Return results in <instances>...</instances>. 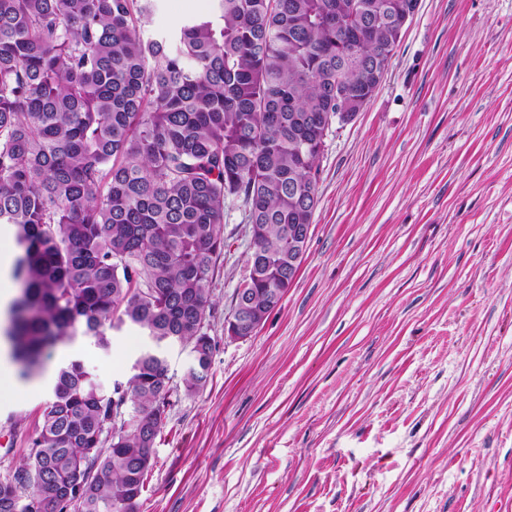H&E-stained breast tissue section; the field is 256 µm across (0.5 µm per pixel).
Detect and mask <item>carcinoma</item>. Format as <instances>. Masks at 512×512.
<instances>
[{"label":"carcinoma","mask_w":512,"mask_h":512,"mask_svg":"<svg viewBox=\"0 0 512 512\" xmlns=\"http://www.w3.org/2000/svg\"><path fill=\"white\" fill-rule=\"evenodd\" d=\"M418 0H215L145 39L141 0H0V224L15 227L10 308L21 376L45 348L110 349L129 326L150 345L103 390L60 368L30 453L0 477V512H139L172 405L163 356L187 345L185 391L204 386V332L224 254V203L263 225L240 284L260 318L286 294L288 226L310 224L325 125L361 112ZM128 408L121 423L112 420Z\"/></svg>","instance_id":"1"}]
</instances>
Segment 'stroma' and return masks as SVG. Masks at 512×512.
Returning a JSON list of instances; mask_svg holds the SVG:
<instances>
[{
  "label": "stroma",
  "mask_w": 512,
  "mask_h": 512,
  "mask_svg": "<svg viewBox=\"0 0 512 512\" xmlns=\"http://www.w3.org/2000/svg\"><path fill=\"white\" fill-rule=\"evenodd\" d=\"M212 0H150L143 37ZM294 283L256 334L224 317L247 272L239 203L209 284L216 344L186 393L188 348L140 512H512V0H418L374 96L329 130ZM48 347L0 398V471L22 465L54 377L111 388L148 345L112 330Z\"/></svg>",
  "instance_id": "stroma-1"
}]
</instances>
